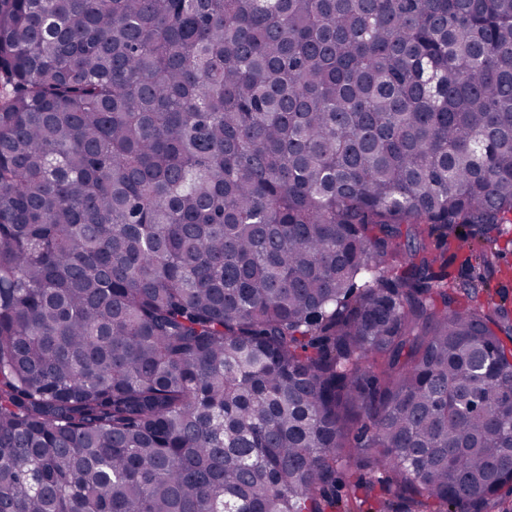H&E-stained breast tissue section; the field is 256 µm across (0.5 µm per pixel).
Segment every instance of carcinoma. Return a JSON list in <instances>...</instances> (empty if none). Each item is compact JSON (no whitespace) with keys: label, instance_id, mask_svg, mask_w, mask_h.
<instances>
[{"label":"carcinoma","instance_id":"cac0c4a2","mask_svg":"<svg viewBox=\"0 0 512 512\" xmlns=\"http://www.w3.org/2000/svg\"><path fill=\"white\" fill-rule=\"evenodd\" d=\"M0 70V512H509L512 0H0ZM500 248L496 270L487 271L479 265L476 245L470 249L458 251L449 270L455 275L470 274L473 277H483L488 283L493 301L505 304L509 310H512V243L501 240Z\"/></svg>","mask_w":512,"mask_h":512}]
</instances>
